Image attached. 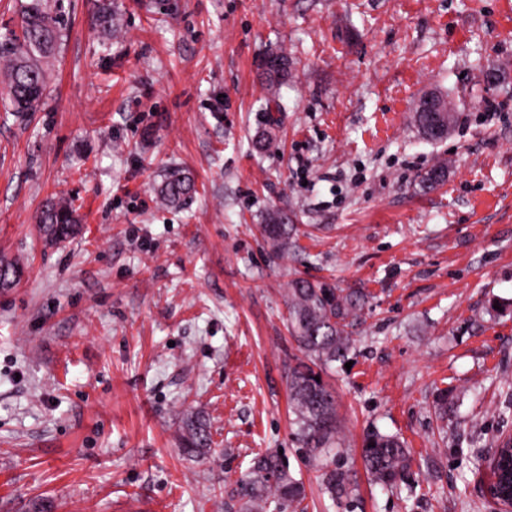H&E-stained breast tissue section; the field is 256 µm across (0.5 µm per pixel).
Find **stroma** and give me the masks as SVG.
Returning <instances> with one entry per match:
<instances>
[{"label":"stroma","mask_w":512,"mask_h":512,"mask_svg":"<svg viewBox=\"0 0 512 512\" xmlns=\"http://www.w3.org/2000/svg\"><path fill=\"white\" fill-rule=\"evenodd\" d=\"M118 2L105 33L102 0H61L45 105L0 116V259L24 267L0 288V512H235L256 453L295 454L297 273L363 296L322 372L353 512H495L476 466L512 436V0ZM430 92L457 104L439 142L413 120ZM172 169L197 186L180 209ZM51 194L82 218L61 245L36 223ZM190 413L207 457L182 453ZM375 430L410 450L391 492L363 467ZM261 66L263 68L262 75L269 86V93L279 111L280 104L276 102V86L281 80L288 76V68L290 67L288 55L278 52L268 53L264 57ZM195 182L179 172H170L159 189L160 201L168 206H180L196 194ZM285 220L282 215L270 214L263 225L265 236L278 250L288 249V224Z\"/></svg>","instance_id":"obj_1"}]
</instances>
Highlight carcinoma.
Here are the masks:
<instances>
[{"label": "carcinoma", "mask_w": 512, "mask_h": 512, "mask_svg": "<svg viewBox=\"0 0 512 512\" xmlns=\"http://www.w3.org/2000/svg\"><path fill=\"white\" fill-rule=\"evenodd\" d=\"M19 31L0 40V63L6 67V85L0 92L4 111L17 119L37 112L44 105L46 78L41 61L61 44L64 33L53 16L49 0H27L20 5ZM290 60L284 53L271 52L262 62V75L276 98V86L288 76ZM195 182L173 171L159 189L160 201L168 206L185 204L196 194ZM48 243H61L76 235L81 220L72 202L48 197L37 216ZM267 239L278 250L288 249L285 217L271 214L263 225ZM21 267L0 261V286L12 287ZM288 331L298 350L312 365L300 363L289 369L288 398L295 426L297 458L319 473L324 493L333 503L351 508L357 485L350 470L336 464L342 438L336 417V401L328 386L315 377L314 367L343 361L351 346V331L360 295L345 294L325 282L297 276L288 282ZM210 445L205 421H186L184 450L190 456L204 454ZM367 473L384 486L394 487L407 477L409 452L397 437L380 432L369 435L362 448ZM493 475L504 507L512 508V439L495 450ZM238 512H298L305 499L302 479L296 477L288 457L276 450L257 453L247 473L237 481Z\"/></svg>", "instance_id": "obj_1"}]
</instances>
